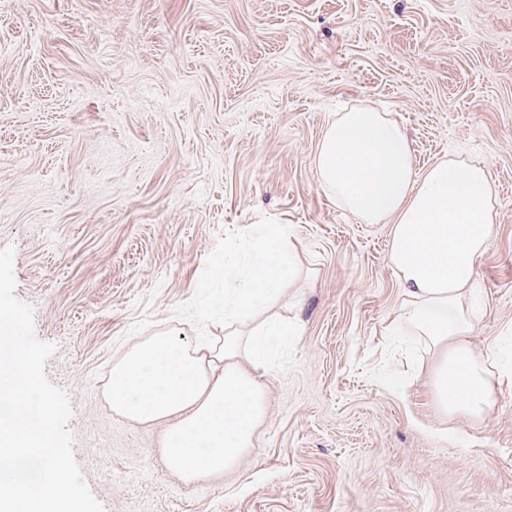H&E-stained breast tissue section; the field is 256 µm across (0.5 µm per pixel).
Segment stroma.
<instances>
[{"instance_id": "35a3bbf8", "label": "stroma", "mask_w": 512, "mask_h": 512, "mask_svg": "<svg viewBox=\"0 0 512 512\" xmlns=\"http://www.w3.org/2000/svg\"><path fill=\"white\" fill-rule=\"evenodd\" d=\"M358 107L403 128L415 172L489 173L482 419L443 413L433 353L393 332L388 225L318 180ZM272 225L300 258L301 328L273 343L252 448L184 482L165 423L113 411L112 366L160 331L223 335L224 254ZM7 245L105 512H512V0H0Z\"/></svg>"}]
</instances>
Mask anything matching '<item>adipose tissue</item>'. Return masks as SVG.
Wrapping results in <instances>:
<instances>
[{
  "instance_id": "adipose-tissue-1",
  "label": "adipose tissue",
  "mask_w": 512,
  "mask_h": 512,
  "mask_svg": "<svg viewBox=\"0 0 512 512\" xmlns=\"http://www.w3.org/2000/svg\"><path fill=\"white\" fill-rule=\"evenodd\" d=\"M316 170L321 185L363 223L390 222L389 257L404 292L395 325L438 352L432 382L442 408L483 417L495 386L469 337L476 268L495 234L485 167L441 161L415 175L398 123L358 108L327 128ZM296 264L286 227H271L251 247L246 268L234 255L224 257L231 301L223 335L191 343L164 331L134 343L113 365V410L138 423L167 422L164 459L185 482L233 469L251 448L266 407L271 339L300 324L258 314Z\"/></svg>"
}]
</instances>
